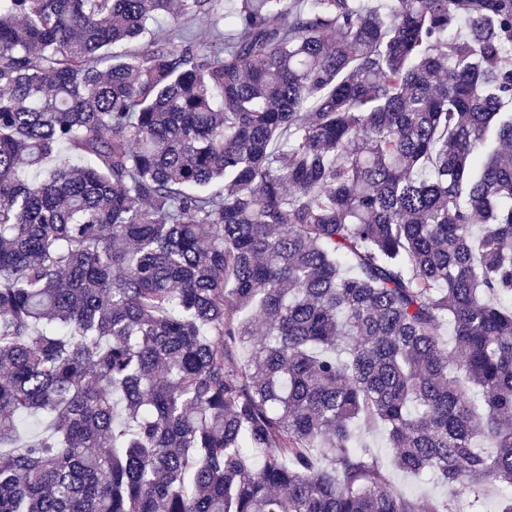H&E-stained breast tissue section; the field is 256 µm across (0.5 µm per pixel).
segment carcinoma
Listing matches in <instances>:
<instances>
[{
    "label": "carcinoma",
    "mask_w": 512,
    "mask_h": 512,
    "mask_svg": "<svg viewBox=\"0 0 512 512\" xmlns=\"http://www.w3.org/2000/svg\"><path fill=\"white\" fill-rule=\"evenodd\" d=\"M511 104L512 0H0V512H512ZM365 441L385 466L391 482L398 488L419 496L437 497L441 495L442 488L436 483L420 480L412 474L399 471L392 464L391 449L385 438L377 431H369L364 435Z\"/></svg>",
    "instance_id": "cac0c4a2"
}]
</instances>
